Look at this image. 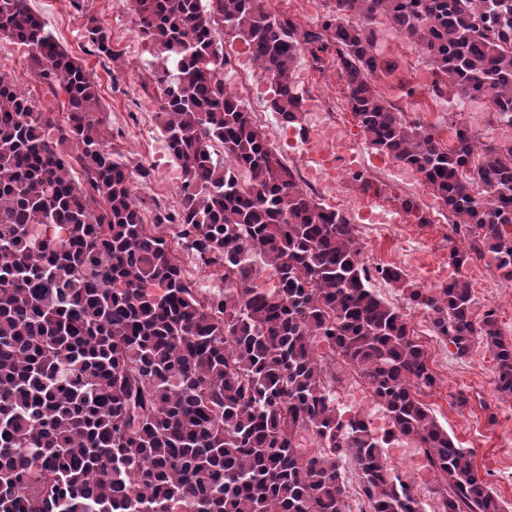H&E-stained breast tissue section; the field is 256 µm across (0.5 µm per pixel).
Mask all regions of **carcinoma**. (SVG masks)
Here are the masks:
<instances>
[{
	"instance_id": "carcinoma-1",
	"label": "carcinoma",
	"mask_w": 512,
	"mask_h": 512,
	"mask_svg": "<svg viewBox=\"0 0 512 512\" xmlns=\"http://www.w3.org/2000/svg\"><path fill=\"white\" fill-rule=\"evenodd\" d=\"M159 62L168 149L182 171L177 212L145 223L134 192L149 171L104 149L96 82L45 29L28 0H0V33L24 45L36 76L67 97L54 121L0 73V512H343L336 460L351 453L372 512H421L385 449L405 438L434 474L437 512H503L419 399L436 386L407 315L370 288L357 231L297 184L295 172L218 74L226 25L261 60L271 109L299 121L292 64L332 48L347 104L368 146L418 171L453 217L457 276L431 291L397 268L377 274L408 292L460 357L493 352L498 397L512 401V341L494 312L472 309L462 269L486 261L512 279V139L455 131L448 149L377 94L373 20L421 43L431 94L485 97L512 128V0H331L320 28L275 15L268 0H126ZM86 33L112 60L109 29ZM77 159L88 188L70 176ZM475 183L490 202L477 205ZM177 239L223 272L224 294L183 279ZM276 285H253L254 256ZM360 369L389 420L375 433L325 389L314 339ZM313 431L319 446H303Z\"/></svg>"
}]
</instances>
